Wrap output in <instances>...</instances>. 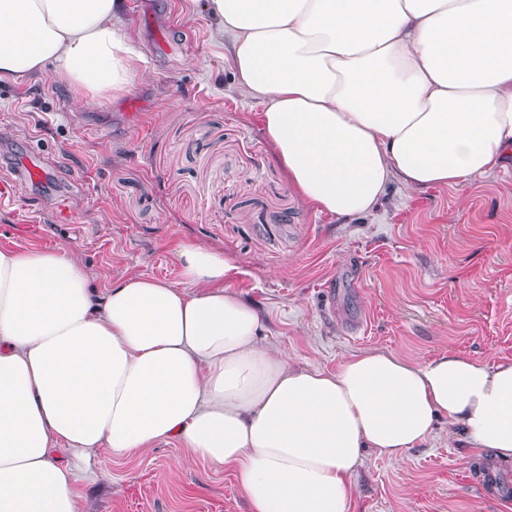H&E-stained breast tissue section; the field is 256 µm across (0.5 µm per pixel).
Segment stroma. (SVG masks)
<instances>
[{
	"instance_id": "obj_1",
	"label": "stroma",
	"mask_w": 512,
	"mask_h": 512,
	"mask_svg": "<svg viewBox=\"0 0 512 512\" xmlns=\"http://www.w3.org/2000/svg\"><path fill=\"white\" fill-rule=\"evenodd\" d=\"M125 2L147 63L129 92L78 102L49 73L0 82V182L37 157L56 186L0 205V250L70 247L103 289L132 273L179 283L177 251L209 246L234 261L266 341L327 370L364 350L512 357V166L462 187L396 182L374 212L331 217L299 200L201 0ZM60 198L80 223L57 221ZM94 466L82 512H249L232 466L174 442ZM490 466L512 481L511 460L438 419L403 461L366 457L354 512H512Z\"/></svg>"
}]
</instances>
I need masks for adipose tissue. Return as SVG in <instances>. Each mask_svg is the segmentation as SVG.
Instances as JSON below:
<instances>
[{
  "label": "adipose tissue",
  "instance_id": "ef3b65f1",
  "mask_svg": "<svg viewBox=\"0 0 512 512\" xmlns=\"http://www.w3.org/2000/svg\"><path fill=\"white\" fill-rule=\"evenodd\" d=\"M304 203L370 213L390 183L456 186L512 160V0H205ZM124 0H0V80L128 92ZM100 291L71 249L0 251V512H80L100 452L178 441L236 470L250 512H352L366 451L403 459L438 419L512 459V358L350 354L292 366L260 341L232 259Z\"/></svg>",
  "mask_w": 512,
  "mask_h": 512
}]
</instances>
